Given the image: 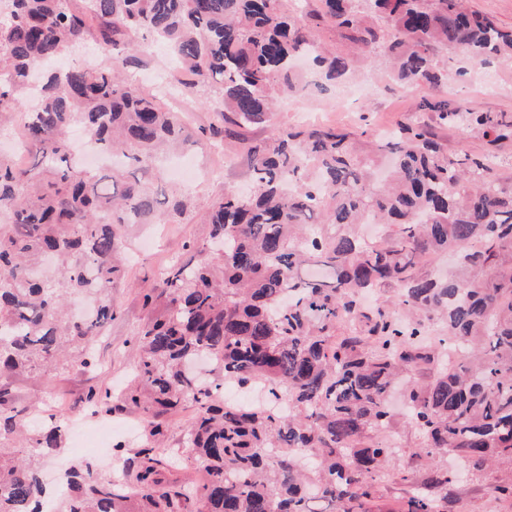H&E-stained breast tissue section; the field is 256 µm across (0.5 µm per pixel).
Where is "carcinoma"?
I'll return each instance as SVG.
<instances>
[{
	"instance_id": "obj_1",
	"label": "carcinoma",
	"mask_w": 512,
	"mask_h": 512,
	"mask_svg": "<svg viewBox=\"0 0 512 512\" xmlns=\"http://www.w3.org/2000/svg\"><path fill=\"white\" fill-rule=\"evenodd\" d=\"M321 16L349 32L348 54L312 38L281 0H10L0 14V132L22 116L30 155L22 166L0 159V512H40L50 489L37 462L60 451L62 431L55 413L32 426L8 406L5 381L93 366L89 341L117 315L127 226L163 223L162 204L189 208L150 191L156 156L187 141V125L124 77L140 63L141 31L197 81L221 78L210 138L246 152L251 188L197 211L208 245L196 264L161 272V311L139 331L125 401L152 438L163 414L194 405L181 453L153 442L132 484L102 482L80 462L54 512H379L383 475L400 487L394 512H447L448 468L415 484L391 467L401 449L388 440L389 400L405 378L403 419L421 436L412 456L450 451L473 471L512 460V183L421 123L370 141L332 128L248 136L272 125L276 99L301 93L295 58L319 69L323 91L382 47L398 82L439 87L441 50L511 67L512 31L463 0H321ZM94 37L118 63L58 66ZM424 109L485 137L512 130L446 100ZM75 125L121 168H79ZM363 224L388 231L369 241ZM448 253L458 261L447 273L418 272ZM384 284L398 287L395 308L363 310ZM423 364L436 369L428 383L414 377ZM230 381L261 384L269 404L224 403ZM280 402L287 413L273 410ZM190 459L205 464L199 480L179 477Z\"/></svg>"
}]
</instances>
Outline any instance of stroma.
I'll use <instances>...</instances> for the list:
<instances>
[{
	"mask_svg": "<svg viewBox=\"0 0 512 512\" xmlns=\"http://www.w3.org/2000/svg\"><path fill=\"white\" fill-rule=\"evenodd\" d=\"M300 4L303 22L312 37L346 52L349 42L344 32L317 19L319 0H284ZM448 72L447 82L438 89L425 85L406 86L394 80L382 59L362 64L354 83L295 97L273 115L277 126L335 128L366 133L374 139L403 126L414 115H423L431 132L451 153L492 157L497 172L512 178V139L490 143L481 134L455 124L444 125L435 113L422 112L425 101L447 99L450 106L487 113L512 122V67L472 66L459 52H442ZM492 80L497 92H488L483 82ZM222 92L219 84L199 83L182 91L176 104L186 112L191 138L183 146L180 159H165L161 165L168 182L176 184L194 208L205 205L225 192L246 187L250 181L245 154L227 145L198 139L199 128L209 125L210 100ZM169 214L165 223L132 226L125 241L128 262L124 277L112 287V301L119 315L108 325L92 348L95 364L78 370L51 369L33 376L20 375L9 383L11 403L19 410L38 415L40 410L60 408L63 416V450L49 457L44 475L57 482L71 465L92 461L98 478L111 479L132 470L147 448L145 428L139 411L128 406L121 390L132 377L141 341L138 331L157 306L145 305L143 296L154 288L157 278L173 259L189 260L192 247L209 238L210 227L194 213ZM109 395L108 411L93 415L85 409L89 390ZM512 482V461L504 459L478 472L463 473L449 487L448 512H507L511 505L497 501L498 485Z\"/></svg>",
	"mask_w": 512,
	"mask_h": 512,
	"instance_id": "1",
	"label": "stroma"
}]
</instances>
